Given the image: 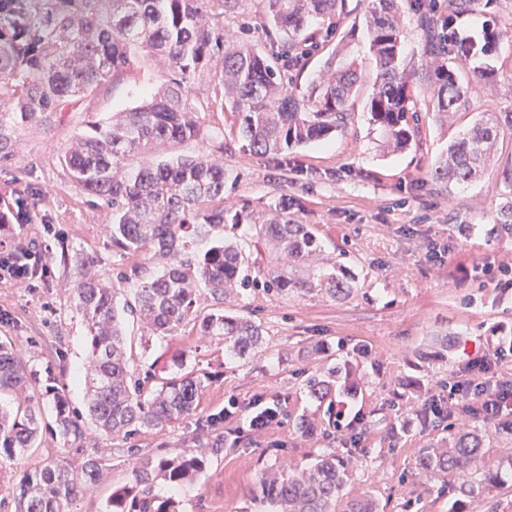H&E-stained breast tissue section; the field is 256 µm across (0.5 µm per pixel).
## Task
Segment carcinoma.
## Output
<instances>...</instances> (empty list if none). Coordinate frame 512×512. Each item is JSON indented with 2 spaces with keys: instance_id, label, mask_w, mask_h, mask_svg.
I'll return each mask as SVG.
<instances>
[{
  "instance_id": "1",
  "label": "carcinoma",
  "mask_w": 512,
  "mask_h": 512,
  "mask_svg": "<svg viewBox=\"0 0 512 512\" xmlns=\"http://www.w3.org/2000/svg\"><path fill=\"white\" fill-rule=\"evenodd\" d=\"M245 0H0V166L16 156V133L29 125L52 129L63 112H86L89 98L152 62L156 82L142 102L112 113V121L89 122V132L71 141L60 161L88 197L106 204L112 244L126 252L152 251L165 259L163 270L134 268V302H120L122 288L107 286L85 271L75 292L76 307L87 322L89 336L86 412L70 405L63 389L45 386L53 403L54 423L66 441L81 439L87 425L107 435L132 436L162 429L191 415L205 380L191 373L164 378L152 390L129 365L123 315L136 318L147 336H171L195 313L203 284L210 312L199 321L206 336L224 337L226 350L243 357L260 347L261 324L248 317L224 314V305L251 282L277 294L320 291L345 300L355 291L336 271L301 273L320 251L307 224L288 219V198L275 203V213L259 225L272 260L251 276L237 238H222L203 256L189 250V239L216 229L237 230L243 215L224 206V163L206 152L176 162H155L146 149L159 142L205 140L190 100L196 71L220 62L224 102L240 117L239 135L256 156L281 155L342 130L351 118L350 102L358 91V74L350 66L325 62L306 93L293 89L285 66L308 55L317 34L316 18L331 20L345 0H266L262 30L275 55L254 50L246 41L224 39L214 22L213 7L234 11ZM419 13L422 45L417 66L405 62L400 49L402 20L399 0H369L362 23L366 28L376 81L367 100L373 124L384 129L390 147L401 150L411 140L410 102L413 86L426 88L434 112L446 123L465 103L467 90L448 60L492 53L503 33L486 30L484 44L455 43L443 25L476 10L481 0H448V15L413 0ZM512 119H480L467 135L448 147L434 170L439 182L461 183L476 178L490 161ZM15 201L3 203L0 223L32 220L17 212ZM26 365L9 341H0V394L26 389ZM314 397L332 392L333 375L310 382ZM43 418L31 404L12 414L0 407V451L7 454L36 447ZM451 446L434 441L421 449L424 473L453 472L456 490L473 494L469 479L478 472L484 434L458 430ZM205 467L192 450L135 466L133 483L112 491L106 512H176L171 499L151 494L162 479L172 484L193 480ZM105 460L88 456L76 468L57 459L25 470L16 485V512H74L80 497L94 492L105 477ZM349 476L348 463L334 453L317 455L300 472L259 479L260 500L269 512H336ZM344 512H381L377 499L363 495L347 501Z\"/></svg>"
}]
</instances>
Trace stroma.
I'll list each match as a JSON object with an SVG mask.
<instances>
[{"mask_svg": "<svg viewBox=\"0 0 512 512\" xmlns=\"http://www.w3.org/2000/svg\"><path fill=\"white\" fill-rule=\"evenodd\" d=\"M367 5L345 0L335 36L319 39L297 81L307 89L332 54L356 64L362 94L353 99L342 132L285 155L258 157L243 151L235 113L220 106L219 76L211 70L197 74L191 88L202 128L220 132L224 141V203L251 220L239 231L250 266L268 262L255 226L284 196L289 218L310 225L325 257L353 276V295L337 301L319 292L246 289L229 312L260 322L264 340L240 358L228 355L223 337L202 335L191 322L146 350L139 323L127 322L140 376H167L173 359L181 357L187 370L207 377L197 410L129 439L90 427L71 444L51 427V407L42 404L45 425L36 447L0 455V512H15L17 482L35 463L67 458L77 464L105 455L106 480L74 505L75 512H105L112 490L132 481L138 459L188 449L208 458L200 477L180 487L163 480L153 486L154 496L173 498L178 512H265L255 494L261 475L306 467L322 452L351 460L345 497L372 492L384 512H486L490 501L512 512V430L460 411L437 427L423 421L427 399L447 394L449 383L475 359L501 353L498 371L512 380V234L498 224L512 193V134L500 139L477 180L448 185L433 178L449 143L474 121L512 113V0H493L458 24L477 45L488 25L504 37L490 56L475 55L462 66L468 102L454 124L440 125L429 95L415 90L419 122L408 149L395 153L387 152L365 109L375 63L364 32L351 27ZM263 10V0H245L240 13L219 17L225 38L242 36L266 49L258 28ZM479 66L494 69L493 83L476 81L472 70ZM151 81L148 70H138L100 89L88 111L66 115L52 130L24 128L14 163L0 168V196L15 189L36 196L33 220L0 226V241L45 245L51 267L34 288L0 281V337H9L22 353L32 401L40 402L53 383L73 407L84 406L88 338L73 299L82 259H91L93 273L105 283L141 265H163L152 252L131 255L114 246L106 207L92 205L59 161L89 122L138 105ZM47 224L54 235H44ZM486 264L494 275L483 274ZM332 366L351 370L355 386L348 392L334 387L330 397L317 400L308 382ZM259 395L278 403L281 414L279 425L256 437L244 421ZM213 414L218 422L207 424ZM460 428L485 431L481 469L494 475L484 492L468 497L449 492L451 477L430 476L415 465L426 443ZM219 440L224 448L218 452Z\"/></svg>", "mask_w": 512, "mask_h": 512, "instance_id": "1", "label": "stroma"}]
</instances>
